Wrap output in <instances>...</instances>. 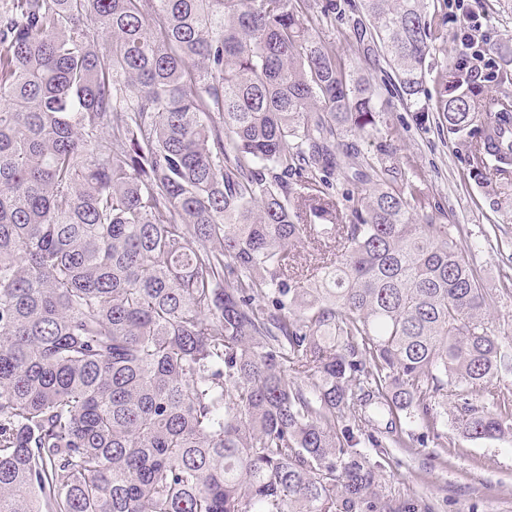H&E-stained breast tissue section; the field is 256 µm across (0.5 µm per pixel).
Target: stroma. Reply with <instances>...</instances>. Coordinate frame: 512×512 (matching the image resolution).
Returning <instances> with one entry per match:
<instances>
[{"label": "stroma", "mask_w": 512, "mask_h": 512, "mask_svg": "<svg viewBox=\"0 0 512 512\" xmlns=\"http://www.w3.org/2000/svg\"><path fill=\"white\" fill-rule=\"evenodd\" d=\"M306 2L316 33L381 93L387 129L360 141L362 156L377 161L380 145L388 144L426 202L441 207L440 223L450 225L490 295L494 327L512 328V175L474 177L470 146L482 136V124L448 134L437 113L420 112L402 99L382 54L355 53L354 27L365 20L360 0ZM475 8L482 28L473 49L466 52L471 64L488 73L498 67L497 48L512 47V0H477ZM429 13L447 37L436 58L442 65L452 63L463 49L457 38L463 22L461 0H430ZM438 432L426 443L389 449L384 461L386 495L419 502L425 512H512V439L465 441L444 419L438 422Z\"/></svg>", "instance_id": "obj_1"}]
</instances>
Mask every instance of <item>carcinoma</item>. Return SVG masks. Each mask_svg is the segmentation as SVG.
<instances>
[{
	"instance_id": "carcinoma-1",
	"label": "carcinoma",
	"mask_w": 512,
	"mask_h": 512,
	"mask_svg": "<svg viewBox=\"0 0 512 512\" xmlns=\"http://www.w3.org/2000/svg\"><path fill=\"white\" fill-rule=\"evenodd\" d=\"M428 2L361 0L355 40L458 135L508 72L460 57L429 96ZM384 115L293 0H0V512H418L357 449L372 412L380 455L443 410L512 436V333L349 140Z\"/></svg>"
}]
</instances>
